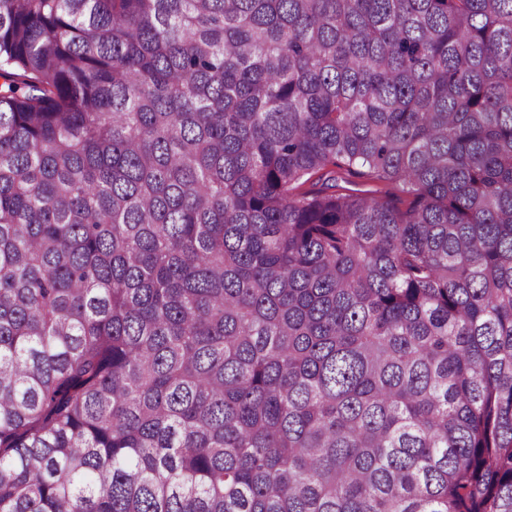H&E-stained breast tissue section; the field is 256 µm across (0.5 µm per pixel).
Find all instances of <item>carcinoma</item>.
Segmentation results:
<instances>
[{"instance_id": "obj_1", "label": "carcinoma", "mask_w": 512, "mask_h": 512, "mask_svg": "<svg viewBox=\"0 0 512 512\" xmlns=\"http://www.w3.org/2000/svg\"><path fill=\"white\" fill-rule=\"evenodd\" d=\"M0 512H512V0H0Z\"/></svg>"}]
</instances>
